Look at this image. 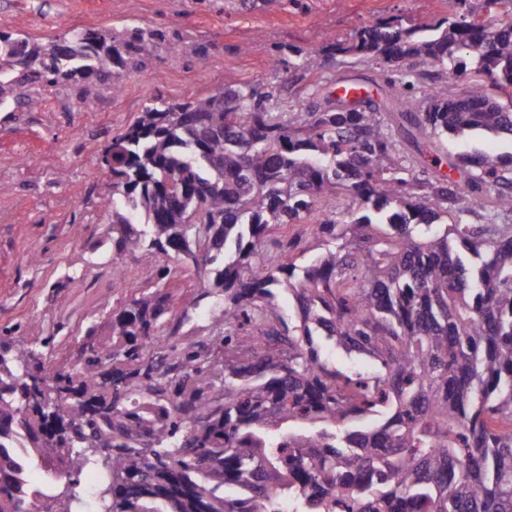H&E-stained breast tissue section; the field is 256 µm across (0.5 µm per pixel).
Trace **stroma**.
<instances>
[{"mask_svg":"<svg viewBox=\"0 0 512 512\" xmlns=\"http://www.w3.org/2000/svg\"><path fill=\"white\" fill-rule=\"evenodd\" d=\"M444 0H0V31L27 34L49 45L68 29L114 34L135 26L182 33L183 49L160 48L120 91L104 86L91 104L65 91L33 95L22 112H0V331L17 330L37 348L46 368L82 363L87 327L111 342L112 317L130 300L159 292L170 313H189L186 343L223 326L220 296H204V282L180 262L147 281L135 255L91 258L88 245L108 223L112 176L99 157L147 106L178 104L224 86L250 83L275 90L279 111L304 112L335 96L339 83L360 85L368 98L385 96L378 65L353 57L330 60L317 74L275 66L276 46L318 48L354 29L399 15L412 24L445 14ZM87 147L76 150L75 124ZM66 287H57L60 277Z\"/></svg>","mask_w":512,"mask_h":512,"instance_id":"stroma-1","label":"stroma"}]
</instances>
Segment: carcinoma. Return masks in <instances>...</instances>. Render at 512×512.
<instances>
[{
	"label": "carcinoma",
	"mask_w": 512,
	"mask_h": 512,
	"mask_svg": "<svg viewBox=\"0 0 512 512\" xmlns=\"http://www.w3.org/2000/svg\"><path fill=\"white\" fill-rule=\"evenodd\" d=\"M481 2L508 18L448 0L442 18L279 51L308 73L336 56L387 67L389 121L372 101L288 117L244 84L158 100L113 138L112 220L89 251L138 253L160 280L168 257L214 276L224 336L181 343L188 315L168 317L160 295L113 316L117 346L87 328L80 368L32 367L25 341H0V512H89L77 480L57 511L26 479L56 472L59 448L77 449L69 477L91 463L85 449H111L99 512H512V224L447 223L512 213V152L459 158L453 188L423 161L450 137L512 142V109L489 92L512 93V0ZM180 44L158 28L67 30L50 47L0 32V110L60 86L88 102ZM465 52L469 87L450 98L444 77ZM412 59L438 68L424 112L411 111ZM340 195L347 217L317 208ZM276 288L294 293L298 322ZM329 347L350 362H329Z\"/></svg>",
	"instance_id": "1"
}]
</instances>
